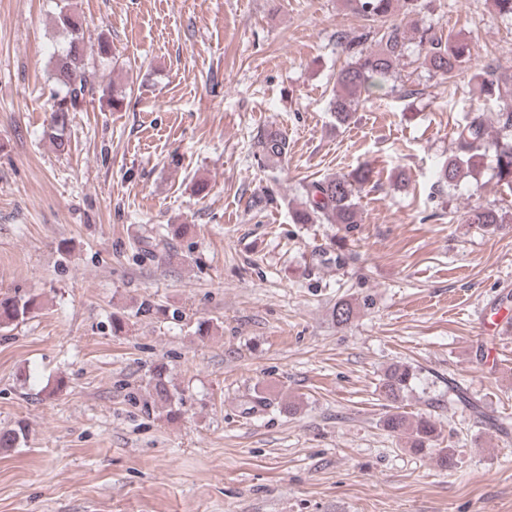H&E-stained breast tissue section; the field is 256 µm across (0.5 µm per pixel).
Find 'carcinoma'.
I'll return each instance as SVG.
<instances>
[{
  "label": "carcinoma",
  "instance_id": "cac0c4a2",
  "mask_svg": "<svg viewBox=\"0 0 512 512\" xmlns=\"http://www.w3.org/2000/svg\"><path fill=\"white\" fill-rule=\"evenodd\" d=\"M353 10L366 18L385 21L399 12L410 16L421 6V0H349ZM59 28L69 34L67 49L56 58L54 79L60 90L50 104V121L45 135L57 147L65 149L66 132L72 122L71 114L81 106L90 89L85 77L84 32L79 21L61 7L55 17ZM374 40L377 49L365 47V42ZM407 40L406 29L400 23H391L373 34L365 32L352 36L345 31L336 32V44L351 57V61L336 73V90L331 101V110L336 122L347 123L361 94L382 85V79L391 71L395 62L403 55ZM419 58L428 70L446 79L454 76L456 70L469 54V39L459 35L446 38L425 29L419 36ZM479 95H496L499 110L495 113L498 133L488 138L486 124L473 118L457 125L454 150L437 171V184L445 185L458 181L465 175V169L475 167L484 152L491 151L495 160L497 182L512 191V75L500 72V66L489 64L478 75ZM258 145L267 158L280 157L287 152L286 138L277 131L264 134ZM372 180V170L362 168L353 173L335 175L314 181L306 188L302 206L294 211L297 224H342L351 231L358 224L354 196L363 185ZM502 217L491 208H478L469 212L467 221L491 227L500 223ZM37 309L36 299L20 295L0 298V333L13 331L26 321ZM356 307L350 301H339L333 309V317L339 325H345L355 317ZM417 379L416 370L408 363L390 365L383 376L381 392L392 403L393 411L388 413L383 426L396 435H406L415 452L435 450L437 463L444 469L455 466L456 449L440 448V432L434 421L422 416H410L401 410L406 393L413 389ZM153 402L160 408L172 405L174 393L169 389L165 376L156 372L149 380ZM448 399L458 402L482 414L479 405L460 387L448 385Z\"/></svg>",
  "mask_w": 512,
  "mask_h": 512
}]
</instances>
